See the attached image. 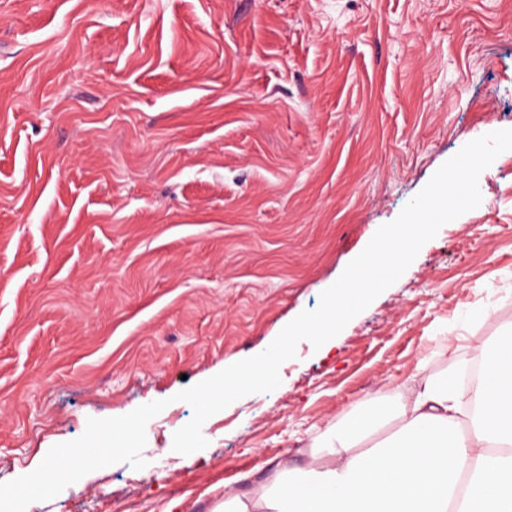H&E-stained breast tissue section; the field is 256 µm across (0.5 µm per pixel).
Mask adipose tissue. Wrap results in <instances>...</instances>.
Returning a JSON list of instances; mask_svg holds the SVG:
<instances>
[{
    "label": "adipose tissue",
    "instance_id": "1",
    "mask_svg": "<svg viewBox=\"0 0 512 512\" xmlns=\"http://www.w3.org/2000/svg\"><path fill=\"white\" fill-rule=\"evenodd\" d=\"M470 402L464 433L452 382L419 383L327 429L304 465L277 463L253 496L225 497L214 512H512L511 334L490 345ZM390 418L399 428L388 441L353 454L357 439Z\"/></svg>",
    "mask_w": 512,
    "mask_h": 512
}]
</instances>
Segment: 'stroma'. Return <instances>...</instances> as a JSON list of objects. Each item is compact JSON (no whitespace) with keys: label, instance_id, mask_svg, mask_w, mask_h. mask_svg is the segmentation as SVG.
I'll use <instances>...</instances> for the list:
<instances>
[{"label":"stroma","instance_id":"obj_1","mask_svg":"<svg viewBox=\"0 0 512 512\" xmlns=\"http://www.w3.org/2000/svg\"><path fill=\"white\" fill-rule=\"evenodd\" d=\"M512 128V0H0V483L167 400L146 465L28 512H213L371 398L466 388L512 327V151L329 354L202 426L184 388L264 351L466 143Z\"/></svg>","mask_w":512,"mask_h":512}]
</instances>
